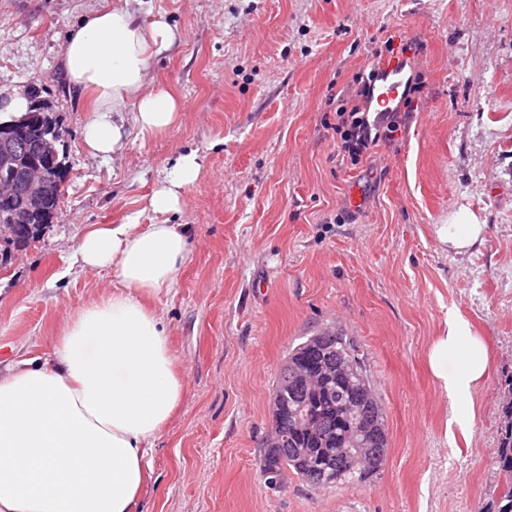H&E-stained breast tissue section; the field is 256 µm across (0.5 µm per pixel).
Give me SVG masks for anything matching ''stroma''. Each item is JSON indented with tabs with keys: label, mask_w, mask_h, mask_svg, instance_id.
Masks as SVG:
<instances>
[{
	"label": "stroma",
	"mask_w": 512,
	"mask_h": 512,
	"mask_svg": "<svg viewBox=\"0 0 512 512\" xmlns=\"http://www.w3.org/2000/svg\"><path fill=\"white\" fill-rule=\"evenodd\" d=\"M123 0H0V95L39 85L66 131L53 221L22 249L0 241V368L45 357L62 321L117 282L82 270L97 224L158 222L149 198L179 155L200 174L171 224L189 253L150 302L186 391L148 454L140 512H497L491 489L512 392V0H142L178 41L156 85L179 101L167 132L133 111L114 157L89 152L93 114L68 93V32ZM418 52L422 86L397 141L360 164L336 144V97L388 39ZM482 224L468 249L443 230ZM484 337L490 365L468 432L427 363L449 311ZM332 325L353 336L386 413V462L367 485L267 489L257 471L273 384L291 346Z\"/></svg>",
	"instance_id": "stroma-1"
}]
</instances>
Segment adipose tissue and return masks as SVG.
<instances>
[{"mask_svg":"<svg viewBox=\"0 0 512 512\" xmlns=\"http://www.w3.org/2000/svg\"><path fill=\"white\" fill-rule=\"evenodd\" d=\"M177 38L163 18L141 20L131 4L87 13L64 47L69 91L91 105L87 148H120L123 126L110 121L136 106L141 135L165 133L178 102L153 88L158 56ZM194 153L181 155L153 191L158 215L177 209L199 176ZM180 224L96 225L77 246L83 268H108L119 286L69 314L48 357L0 373V512H137L147 455L185 394L162 319L147 300L177 284L188 254ZM428 364L448 400V423L467 430L465 404L486 377L489 351L468 323L449 314Z\"/></svg>","mask_w":512,"mask_h":512,"instance_id":"obj_1","label":"adipose tissue"}]
</instances>
